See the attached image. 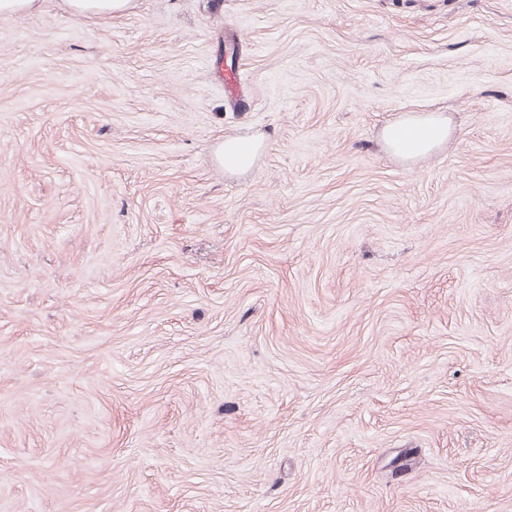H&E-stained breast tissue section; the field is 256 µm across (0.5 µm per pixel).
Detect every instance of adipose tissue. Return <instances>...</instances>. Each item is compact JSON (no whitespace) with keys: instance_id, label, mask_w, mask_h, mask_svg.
Listing matches in <instances>:
<instances>
[{"instance_id":"adipose-tissue-1","label":"adipose tissue","mask_w":512,"mask_h":512,"mask_svg":"<svg viewBox=\"0 0 512 512\" xmlns=\"http://www.w3.org/2000/svg\"><path fill=\"white\" fill-rule=\"evenodd\" d=\"M450 135L446 116L425 112L410 113L388 124L382 139L389 152L404 158H419L446 143Z\"/></svg>"}]
</instances>
